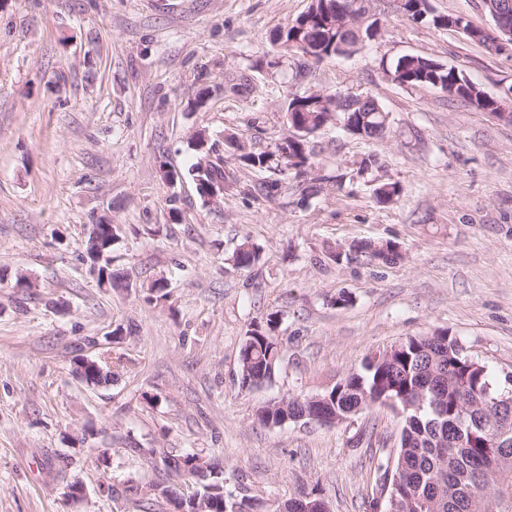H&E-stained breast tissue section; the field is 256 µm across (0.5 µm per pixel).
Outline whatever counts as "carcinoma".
Masks as SVG:
<instances>
[{
    "label": "carcinoma",
    "mask_w": 512,
    "mask_h": 512,
    "mask_svg": "<svg viewBox=\"0 0 512 512\" xmlns=\"http://www.w3.org/2000/svg\"><path fill=\"white\" fill-rule=\"evenodd\" d=\"M321 48L325 56L343 57L359 50L354 33L327 29L308 22L303 13L279 31V43L298 52L293 42ZM400 85L431 87L423 80L422 60L396 62ZM359 96H345L336 103L332 95L309 93L300 97L303 111L286 114L288 126L305 125L313 134L335 115L354 127L363 138H382L390 131L387 112H372L355 106ZM457 100L480 112L490 107L487 94L479 87L464 85ZM200 150L192 175L205 182L226 181L223 155L207 145L203 134L194 141ZM310 155L309 140L288 137L272 151L247 153L241 161L255 169L280 173L301 168ZM402 188L385 182L375 189L380 204L392 203ZM104 250L97 277L112 279L116 286L122 276L112 271V248L87 240L86 252ZM347 259L369 263L395 264L402 260L399 245L391 240L361 241L349 247ZM277 314L251 325L243 337L239 363L243 385L257 387L271 382L268 356L279 354L275 330ZM122 356L112 366L102 365L93 377L100 386L112 383ZM376 405L400 409L403 427L399 447L378 465L380 489L396 484L386 494V512H512V374L504 384L493 381L486 367L469 357L458 340L443 331L431 336H408L396 347L366 360L362 370L348 373L331 389L314 396H288L262 406L257 414L264 425H280L297 415H332L343 423ZM164 464L176 476L194 480L195 492L185 497L174 485H155L157 495L172 502L179 512H255L254 499L246 494L232 496L224 489V467L215 459L196 454L165 457Z\"/></svg>",
    "instance_id": "cac0c4a2"
}]
</instances>
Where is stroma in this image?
<instances>
[{"instance_id": "35a3bbf8", "label": "stroma", "mask_w": 512, "mask_h": 512, "mask_svg": "<svg viewBox=\"0 0 512 512\" xmlns=\"http://www.w3.org/2000/svg\"><path fill=\"white\" fill-rule=\"evenodd\" d=\"M310 2L0 0V512H143L133 487L171 482L162 455L186 453L219 459L258 512L303 491L372 512L398 410L266 426L258 409L440 330L493 378L512 372V123L385 76L421 56L504 98L512 58L396 0H369L380 34L353 56L284 52L276 32ZM313 91L377 98L390 133L330 123L303 174L242 165L290 136L289 101ZM202 130L231 175L218 207L190 175ZM384 181L403 187L390 205L373 194ZM106 222L121 231L119 288L86 260L89 225ZM246 240L260 260L241 269ZM360 240L397 242L403 258L336 260ZM21 274L33 290L13 287ZM159 279L168 299L148 302ZM273 312L274 378L243 388L241 341ZM116 352L110 385L74 376L76 359ZM73 482L83 497H67Z\"/></svg>"}]
</instances>
